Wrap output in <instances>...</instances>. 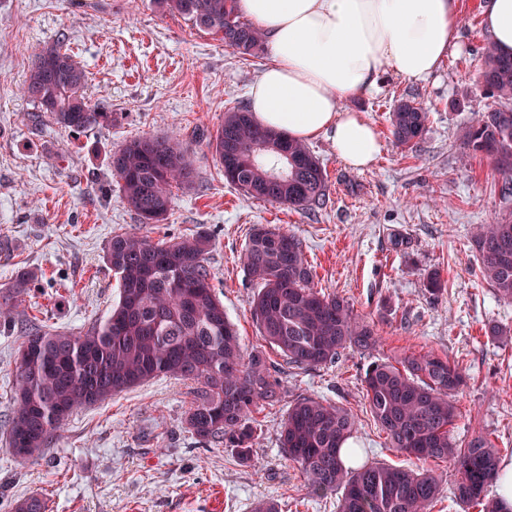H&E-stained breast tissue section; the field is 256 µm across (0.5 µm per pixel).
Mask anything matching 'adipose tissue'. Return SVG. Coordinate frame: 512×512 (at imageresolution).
Masks as SVG:
<instances>
[{
  "mask_svg": "<svg viewBox=\"0 0 512 512\" xmlns=\"http://www.w3.org/2000/svg\"><path fill=\"white\" fill-rule=\"evenodd\" d=\"M237 9L271 56L249 88L254 119L302 142L326 136L359 170L381 142L347 101L377 91L387 73L424 79L460 38L459 0H237ZM482 19L498 50L512 54V0H485Z\"/></svg>",
  "mask_w": 512,
  "mask_h": 512,
  "instance_id": "adipose-tissue-1",
  "label": "adipose tissue"
}]
</instances>
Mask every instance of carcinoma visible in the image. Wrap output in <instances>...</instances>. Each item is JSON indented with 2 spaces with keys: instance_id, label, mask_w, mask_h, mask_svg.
<instances>
[{
  "instance_id": "cac0c4a2",
  "label": "carcinoma",
  "mask_w": 512,
  "mask_h": 512,
  "mask_svg": "<svg viewBox=\"0 0 512 512\" xmlns=\"http://www.w3.org/2000/svg\"><path fill=\"white\" fill-rule=\"evenodd\" d=\"M237 0H153L200 29L221 36L224 45L255 55L263 34L241 20ZM481 78L498 107L478 113L466 134L470 157L490 161L512 194V57L488 42ZM89 72L69 53L65 39L40 47L20 89L57 128L79 132L112 125V112L84 95ZM427 113L411 100L389 115L395 141L409 146L424 130ZM224 179L253 198L308 210L324 204L325 169L309 148L262 127L243 107L224 114L209 140ZM121 202L144 224H159L172 205V187L193 183L188 149L176 134L140 137L110 155ZM210 240L177 237L155 242L146 235H115L106 263L118 275L119 300L100 323L78 334L45 325L30 328L18 349L8 450L22 462L39 458L60 435L77 408L104 402L158 377L197 384L186 424L202 443L222 442L243 460L254 439L252 413L279 400V385L260 352L244 353L233 324L211 283L205 263ZM472 247L481 278L501 299L512 300V220L477 227ZM241 260L258 285L251 307L261 335L297 368L336 363L344 351L369 352L379 338L349 303L315 286L304 242L294 234L259 225ZM20 273L0 295V317L30 288ZM366 401L389 447L418 460L447 461L459 473L454 497L481 512H502L486 499L503 476L499 453L482 432L463 446L451 439L458 417L454 396L465 383L463 368L433 354L395 365L370 363L364 371ZM357 429L351 410L299 397L288 407L280 443L301 469L311 497L342 489L338 512H429L440 495L430 471L378 463L355 468L359 451L343 449ZM347 459H342L341 452ZM14 512H48L42 496L17 501Z\"/></svg>"
}]
</instances>
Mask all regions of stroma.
Returning a JSON list of instances; mask_svg holds the SVG:
<instances>
[{"label": "stroma", "mask_w": 512, "mask_h": 512, "mask_svg": "<svg viewBox=\"0 0 512 512\" xmlns=\"http://www.w3.org/2000/svg\"><path fill=\"white\" fill-rule=\"evenodd\" d=\"M480 4L460 0V45L434 74L420 81L386 75L378 91L353 100L381 140L370 168L348 166L326 138L309 141L328 188L322 208L301 211L227 184L209 146L225 111L248 106L268 51L238 54L219 35L157 12L151 0H0V291L17 272L34 279L13 323L0 325V512L36 493L50 512H254L262 500L278 512H337L339 493L308 497L300 468L280 446L281 422L303 396L356 414L351 444L369 461L440 475L431 512H473L453 497L452 465L389 448L366 407L362 379L377 360L429 352L458 363L467 384L457 397L454 440L487 433L502 463H512V300L482 281L471 247L477 225L512 215V197H503L488 160L463 157L476 113L494 104L480 81L489 39ZM60 37L89 72L88 99L114 113L111 127L59 130L21 96L35 48ZM402 100L427 114L410 148L390 131L389 114ZM170 133L190 149L193 183L174 187L165 223L144 224L122 203L109 156L130 139ZM257 224L304 240L318 289L375 322L376 349L346 350L326 367L285 363L250 313L256 285L241 253ZM130 231L156 242L209 237L206 263L224 313L244 351L262 352L281 384L278 402L254 414L250 461L236 449L197 442L186 424L193 385L167 377L75 410L37 460L20 462L7 450L25 326L77 333L104 320L119 296L105 250L113 235ZM432 270L447 283L436 297L424 286ZM492 325L503 335H488Z\"/></svg>", "instance_id": "35a3bbf8"}]
</instances>
